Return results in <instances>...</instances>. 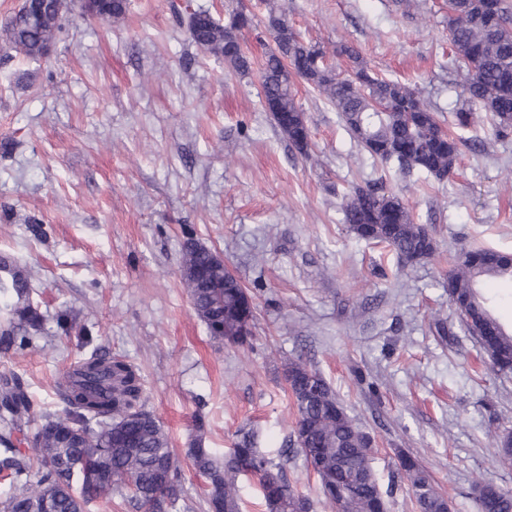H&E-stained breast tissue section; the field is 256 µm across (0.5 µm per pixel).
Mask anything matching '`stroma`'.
Listing matches in <instances>:
<instances>
[{"label":"stroma","mask_w":512,"mask_h":512,"mask_svg":"<svg viewBox=\"0 0 512 512\" xmlns=\"http://www.w3.org/2000/svg\"><path fill=\"white\" fill-rule=\"evenodd\" d=\"M182 2L129 0L107 21L67 11L36 62L0 42V261L44 301L39 331L0 352V377L22 378L35 415L60 416L57 388L78 361L100 347L124 355L179 461L176 512H204L206 482L186 456L200 421L220 456L241 429L257 431L313 512H335L296 447L284 370L297 359L373 436L388 512H418L403 455L453 512H477L478 483L512 492L498 451L512 429V377L483 364L446 288L462 249L512 251V138L496 140L478 113L458 133L447 180L404 175L374 161L299 80L311 140L300 154L262 109L257 75L190 42L172 10ZM271 4L337 73L351 71L335 52L348 44L372 72L414 86L443 124L462 104L448 0H192L219 20L252 15L242 37L257 56L273 45ZM376 180L426 225L431 258L402 267L343 224L344 194ZM189 236L251 292L254 347L211 338L194 314L181 272ZM65 312L82 333L59 328Z\"/></svg>","instance_id":"1"}]
</instances>
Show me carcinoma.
Returning a JSON list of instances; mask_svg holds the SVG:
<instances>
[{
    "label": "carcinoma",
    "mask_w": 512,
    "mask_h": 512,
    "mask_svg": "<svg viewBox=\"0 0 512 512\" xmlns=\"http://www.w3.org/2000/svg\"><path fill=\"white\" fill-rule=\"evenodd\" d=\"M101 20L125 14L127 0H94ZM65 0H29L0 26V40L30 61L46 56L61 31L58 14ZM253 25L238 11L221 23L199 10L188 25L192 44L224 60L229 70L257 73L262 106L281 133L308 154L310 131L295 102L293 78L305 81L333 104L340 119L369 155L393 162L403 174L415 170L442 181L459 157V142L448 132L416 88L372 73L352 46L340 53L354 64L341 79L325 51L295 34L285 12L269 7L265 27L274 46L256 60L238 32ZM448 40L460 72L466 101L453 112L458 129L475 122V112L490 115L496 138L512 136V0H448ZM343 223L359 238L390 247L403 266L430 257L435 244L428 229L414 221L402 199L383 185L355 186L342 208ZM205 247L189 237L182 245V266L208 269L224 287L198 288L184 277L195 315L210 336L238 347L256 340L255 307L240 281L206 267ZM487 278L512 279V255L493 249L467 250L448 276V300L465 330L479 344L491 370L512 373V333L491 313L478 291ZM27 278L8 274L0 280V350L17 336L40 327L39 304ZM295 407L297 445L310 451L308 466L322 497L337 512H387L372 467L370 433L355 425L336 394L316 370L302 361L288 365ZM59 396L65 416H41L34 456L15 447V435L32 415V398L16 377L0 380V476L9 492L0 512H86L90 503L117 494L143 512H173L181 489L175 458L159 421L145 408L141 376L124 358L95 350L68 373ZM186 455L207 484L208 512H240L238 480L257 479L267 512H311L309 499L296 492L281 468L257 447V434L243 433L220 461L196 436ZM419 512H448V502L432 487L415 460L404 457ZM479 512H512V495L493 484L476 490Z\"/></svg>",
    "instance_id": "1"
}]
</instances>
